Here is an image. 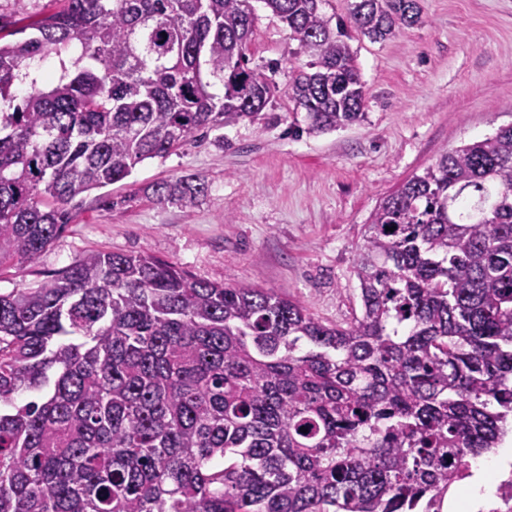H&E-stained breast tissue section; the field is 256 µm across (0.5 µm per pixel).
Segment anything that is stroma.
Returning a JSON list of instances; mask_svg holds the SVG:
<instances>
[{
  "instance_id": "35a3bbf8",
  "label": "stroma",
  "mask_w": 512,
  "mask_h": 512,
  "mask_svg": "<svg viewBox=\"0 0 512 512\" xmlns=\"http://www.w3.org/2000/svg\"><path fill=\"white\" fill-rule=\"evenodd\" d=\"M419 24L373 41L350 31L366 84L364 122L291 136L286 95L296 55L283 24L255 5V65L277 63L270 119L242 121L138 164L86 195L35 260L0 269V290L37 286L89 250L148 253L197 278L271 288L316 318L361 313L354 263L380 200L458 146L512 124V0H418ZM200 175L208 190L160 204L150 185Z\"/></svg>"
}]
</instances>
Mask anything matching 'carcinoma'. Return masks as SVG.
Instances as JSON below:
<instances>
[{"label":"carcinoma","instance_id":"carcinoma-1","mask_svg":"<svg viewBox=\"0 0 512 512\" xmlns=\"http://www.w3.org/2000/svg\"><path fill=\"white\" fill-rule=\"evenodd\" d=\"M321 2L264 0L309 57L296 135L365 118ZM256 20L251 0H63L8 40L0 12V267L39 257L76 197L265 118ZM350 20L385 40L419 8L355 0ZM206 191L152 186L160 204ZM355 269L344 326L147 253L0 292V512H428L512 418V125L386 195Z\"/></svg>","mask_w":512,"mask_h":512}]
</instances>
